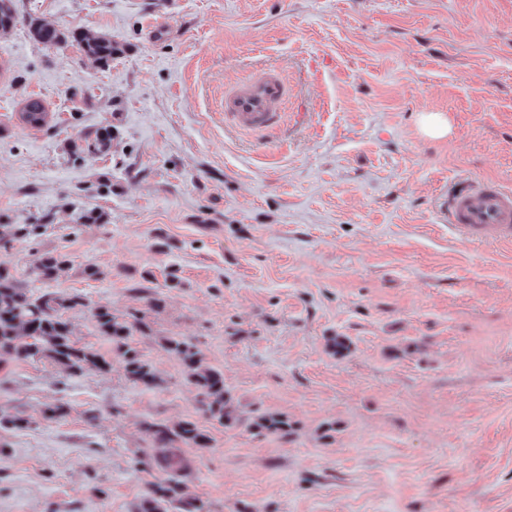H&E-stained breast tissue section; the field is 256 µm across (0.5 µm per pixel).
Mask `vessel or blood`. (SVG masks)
Instances as JSON below:
<instances>
[{"instance_id": "obj_1", "label": "vessel or blood", "mask_w": 512, "mask_h": 512, "mask_svg": "<svg viewBox=\"0 0 512 512\" xmlns=\"http://www.w3.org/2000/svg\"><path fill=\"white\" fill-rule=\"evenodd\" d=\"M288 89L279 73L266 71L224 97V114L239 129L267 132L283 118ZM444 223L468 243L512 244V190L476 178L439 199Z\"/></svg>"}]
</instances>
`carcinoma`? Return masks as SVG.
<instances>
[{
	"instance_id": "1",
	"label": "carcinoma",
	"mask_w": 512,
	"mask_h": 512,
	"mask_svg": "<svg viewBox=\"0 0 512 512\" xmlns=\"http://www.w3.org/2000/svg\"><path fill=\"white\" fill-rule=\"evenodd\" d=\"M17 22L14 0H0V30L7 31ZM30 37L44 45L76 43L84 56L99 65L112 61L115 46L105 35L80 32L70 37L36 18L28 22ZM112 149V126L101 127L86 145L73 144L72 152ZM70 265L69 256L59 251L42 254L35 269L37 277L55 280ZM90 310L98 332L112 343L113 352L121 360L127 377L146 388L158 385L153 367L130 343L133 332L146 333L148 324L141 318L133 323L120 321L105 305L90 306L81 294L32 293L12 273L10 265L0 261V365L29 359L49 358L71 377L89 369L106 371L111 362L98 352L79 345L73 339L72 326L65 314ZM163 347L183 365L188 382L200 397V412L221 424L232 422L231 397L224 389V372L208 364L198 347L184 337L169 336ZM152 446L145 464L164 472L142 499L139 512H210L207 504L190 495L182 480L188 465L186 451L209 447L210 437L192 419L169 425L152 422L147 425ZM259 433L288 435V420L272 414H261L251 423Z\"/></svg>"
}]
</instances>
